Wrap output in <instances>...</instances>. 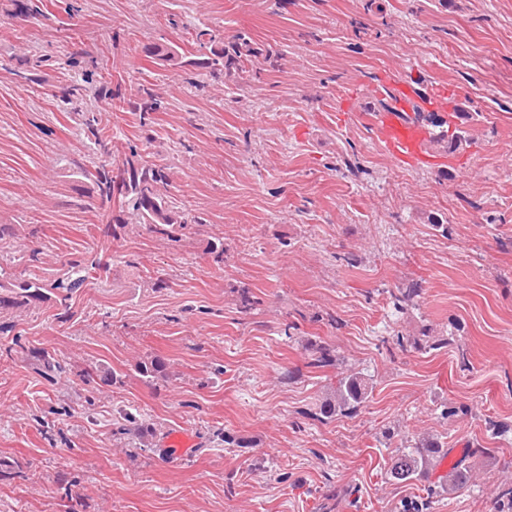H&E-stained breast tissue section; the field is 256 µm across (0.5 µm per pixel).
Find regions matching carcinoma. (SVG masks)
Returning a JSON list of instances; mask_svg holds the SVG:
<instances>
[{"label":"carcinoma","mask_w":512,"mask_h":512,"mask_svg":"<svg viewBox=\"0 0 512 512\" xmlns=\"http://www.w3.org/2000/svg\"><path fill=\"white\" fill-rule=\"evenodd\" d=\"M208 43L209 55L191 61V64L219 74L226 69L239 68L246 62H253L258 57V49L250 39L238 35L229 48H215L216 39L211 37ZM144 54L151 62H165L169 65H179L182 53L179 46L172 43H153L144 46ZM92 83L90 75L82 77V83L74 84L61 90L60 98L70 105V111L81 117L82 125L94 138L97 145L98 164L93 169L84 166L74 172L82 181L90 184L89 197H97L104 203L111 202L113 191H118V213L107 217V224L112 226V233L129 226V220H135V225L145 227L149 232L167 241L180 240L179 234L189 226L187 217L172 206V201L166 194L170 182L168 167L158 164H148L138 159L136 151L118 162L112 158V151L106 142L104 128L99 126V119L94 112L84 106V96L87 95V85ZM472 119L469 112H453L448 114V126L453 131H444L436 141L438 150L452 155L467 146L470 141L469 132L463 124ZM101 269V265L84 266L79 261L70 262V271L66 278L58 279L51 284H45L36 278H25L16 275H5L0 267V311L31 305L45 298V291H57V301L64 312L70 310V300L73 293L83 287L92 277V270ZM422 291L421 283L415 281L404 288L390 292L394 309L402 312L415 305V299ZM27 356L35 361L38 372L46 379L52 380L62 372V366L50 354L36 348L26 349ZM312 361L316 367L329 366L333 362L332 351L326 344L317 343L310 349ZM139 374L146 379L159 378L164 374V364L156 359L142 361L137 365ZM371 392V385L363 374L349 371L339 375L336 388L319 406V411L306 414V417L323 421L336 416L352 417L356 415L366 402ZM125 434L139 441V445L150 447L151 430L137 416L123 413ZM448 443L443 436L426 434L418 442L406 445L391 462L389 480L397 483L419 481L434 474L448 454ZM473 476L471 468L453 465L447 473L438 477L437 485L426 489V503L436 494H450L456 486L469 481ZM499 512H512V484L505 483L497 488L495 494Z\"/></svg>","instance_id":"obj_1"}]
</instances>
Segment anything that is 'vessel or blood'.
<instances>
[{
  "label": "vessel or blood",
  "mask_w": 512,
  "mask_h": 512,
  "mask_svg": "<svg viewBox=\"0 0 512 512\" xmlns=\"http://www.w3.org/2000/svg\"><path fill=\"white\" fill-rule=\"evenodd\" d=\"M395 104L389 110L380 112L375 119L377 137L384 150L396 162L416 167H429L434 163L432 129L412 117L417 98V88L406 76L397 75L392 79Z\"/></svg>",
  "instance_id": "vessel-or-blood-1"
}]
</instances>
